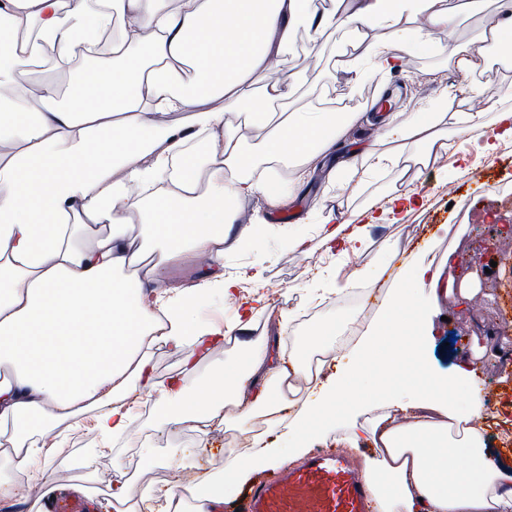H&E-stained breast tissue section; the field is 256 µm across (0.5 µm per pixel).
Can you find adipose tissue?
Listing matches in <instances>:
<instances>
[{"instance_id": "adipose-tissue-1", "label": "adipose tissue", "mask_w": 512, "mask_h": 512, "mask_svg": "<svg viewBox=\"0 0 512 512\" xmlns=\"http://www.w3.org/2000/svg\"><path fill=\"white\" fill-rule=\"evenodd\" d=\"M91 12L89 0H0V457L32 485L44 470L22 447L43 442L39 426L96 410L103 436L134 421L125 402L131 383L154 384L152 353L164 346L185 368L221 344L245 335L239 314L220 328L199 324L197 296L210 288L232 294L237 278L214 270L188 288L162 286L161 268L187 256L220 257L247 245L253 224L239 225L241 203L262 196L273 208L301 189L311 169L345 136L355 115L333 109L289 110L291 78L248 90L298 34L311 46L328 37L337 12L351 22L342 70L349 85L366 73L361 59L389 72L427 47L434 33L454 34L458 14L448 0H111ZM119 23L111 68L86 67L68 94L34 78L37 65L58 67L87 56L101 34ZM375 29L367 40L362 26ZM512 0L477 27L466 43L449 44L458 71H484L490 47L506 42ZM246 113L258 132L248 153L230 117ZM182 114L169 123V114ZM386 137L436 145L435 116L385 112ZM208 146L205 157L191 150ZM289 162L288 186L254 174L255 156ZM378 316L333 377L285 425L288 452L258 441L246 457L224 465L210 483H185L196 500L221 504L254 473L300 459L322 443L327 423L351 445L370 444L363 476L381 512H512V465L487 444L484 405L471 381L476 360L449 375L433 372L423 355L430 309L411 308L408 285L430 300L453 290L441 267L420 259L402 267ZM304 350L275 355L254 342L243 361L219 374L206 395L177 380L160 389L169 417L213 419L226 393L248 395V411L281 407L291 374L283 358L302 363ZM416 373L402 391L353 394L364 373L405 365ZM467 396V405L457 403Z\"/></svg>"}]
</instances>
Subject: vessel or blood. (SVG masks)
<instances>
[{
  "mask_svg": "<svg viewBox=\"0 0 512 512\" xmlns=\"http://www.w3.org/2000/svg\"><path fill=\"white\" fill-rule=\"evenodd\" d=\"M41 512H95L92 499L70 500L53 485L38 493ZM244 512H375L367 481L341 451L318 450L299 467L254 486Z\"/></svg>",
  "mask_w": 512,
  "mask_h": 512,
  "instance_id": "b4317fda",
  "label": "vessel or blood"
}]
</instances>
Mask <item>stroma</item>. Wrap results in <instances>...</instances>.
<instances>
[{"instance_id": "35a3bbf8", "label": "stroma", "mask_w": 512, "mask_h": 512, "mask_svg": "<svg viewBox=\"0 0 512 512\" xmlns=\"http://www.w3.org/2000/svg\"><path fill=\"white\" fill-rule=\"evenodd\" d=\"M461 6L459 26L454 37L437 33L434 48L405 56L400 69L390 73L371 72L364 83L349 88L339 67L336 40L326 42L319 54L307 51L305 40H297L287 54L275 59L270 74L298 72L302 76L288 104L300 107L316 102L319 90L329 87L333 97L342 100L347 111L364 112L370 100L385 90H394L395 109L407 112L430 111L440 99L448 101V128L463 126L476 99L475 87L493 93L497 109L484 116L480 133L455 136L449 152L422 169L419 180L404 179L398 166L373 171L364 179L329 184L325 169L312 173L307 184L281 209L270 208L259 196L246 199L242 211L262 219L267 233L249 247L225 254V276L248 271L233 296L204 293L198 303L201 320L225 324L236 311L252 309V334L278 341L280 350L304 345L306 358H313L309 344L312 333L323 324L335 325L336 344L346 348L351 336V316L360 307L377 312L393 288L400 265L422 256L433 263L451 257L447 269L455 282L471 283L473 298L461 302L450 295L439 303L440 318L434 319L427 351L430 366L441 373L455 369L461 358L479 354L475 377L479 396L485 404L483 425L491 447L502 448L512 458V446L503 447L504 434H512V314L501 316L512 301V141L496 150L486 144L498 134L496 112H512V52L495 50L485 74L465 75L448 58L449 39L464 41L496 7V0H450ZM415 190L424 203L404 217H382L390 198ZM326 208H319V199ZM366 210L379 215L367 225L362 246H338L329 252L319 227L339 224L351 214ZM303 235L306 248L292 250L290 240ZM376 268L380 277L353 280L355 271ZM332 275L337 289L323 298L311 299L308 290L323 275ZM287 312L301 320V327L279 332V314ZM244 340L222 345L204 357L191 371L179 357L161 347L152 358L154 381L162 386L171 378H183L189 391L205 392L223 367L244 357ZM135 414L131 427L122 435L102 439L95 426L94 412L85 413L74 428L59 426L49 430L37 459L48 476L57 480L60 491H80L99 499L98 512H121L110 497L109 486L119 476L130 477L141 485L166 488L177 481L207 482L224 472L228 455H240L250 448L255 433L277 442L273 425L256 429L254 419L239 420L235 405L224 408V417L215 418L201 432L186 422L169 418L157 396L134 390L127 400ZM153 453L159 463L148 466L145 453ZM92 457L91 467L82 459Z\"/></svg>"}]
</instances>
